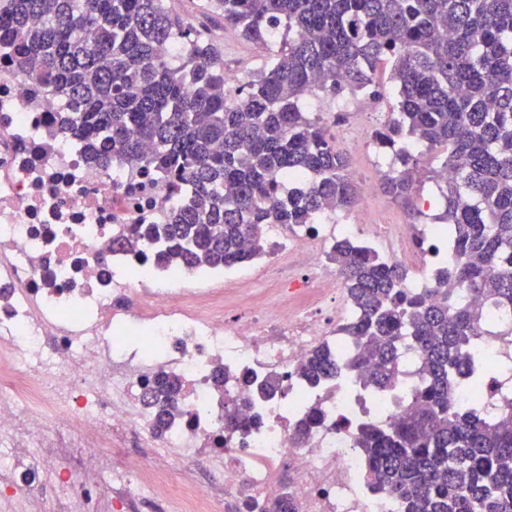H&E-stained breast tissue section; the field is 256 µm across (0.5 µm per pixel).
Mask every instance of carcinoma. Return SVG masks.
I'll return each instance as SVG.
<instances>
[{
    "mask_svg": "<svg viewBox=\"0 0 512 512\" xmlns=\"http://www.w3.org/2000/svg\"><path fill=\"white\" fill-rule=\"evenodd\" d=\"M247 41H273L252 79L231 86L221 51L168 0H7L0 42L68 106L61 128L90 143L104 166L123 160L183 186L188 202L139 237L175 263L231 267L267 224H315L358 200L348 158L305 96L381 95L390 65L396 112L375 131L392 152L382 188L408 201L415 152L441 149L434 171L453 259L430 291L402 287L406 271L376 250L336 241L355 308L342 327L364 346L351 359L317 348L296 370L310 381L345 372L392 386L399 350L417 356L406 417L364 426L354 439L374 492L399 512H512V408L461 410L456 387L497 362L475 344L485 298L512 307V0H207ZM183 36L172 60L164 45ZM306 172L305 188L286 178ZM178 385L158 375L151 401L165 424Z\"/></svg>",
    "mask_w": 512,
    "mask_h": 512,
    "instance_id": "obj_1",
    "label": "carcinoma"
}]
</instances>
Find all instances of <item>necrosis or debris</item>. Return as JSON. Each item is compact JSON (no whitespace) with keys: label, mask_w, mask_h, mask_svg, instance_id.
<instances>
[{"label":"necrosis or debris","mask_w":512,"mask_h":512,"mask_svg":"<svg viewBox=\"0 0 512 512\" xmlns=\"http://www.w3.org/2000/svg\"><path fill=\"white\" fill-rule=\"evenodd\" d=\"M65 108L0 47V512H41L21 486L49 488L53 512H249L286 497L296 512H398L367 487L353 440L409 401L296 369L320 347L359 351L339 331L354 309L328 259L337 237L378 247L422 289L452 258L438 225L271 224L241 270L177 267L151 243L118 250L187 198L148 170L88 160L56 122ZM160 372L180 382L163 428L146 403ZM178 465L223 494L182 482Z\"/></svg>","instance_id":"4bbe7bcc"}]
</instances>
